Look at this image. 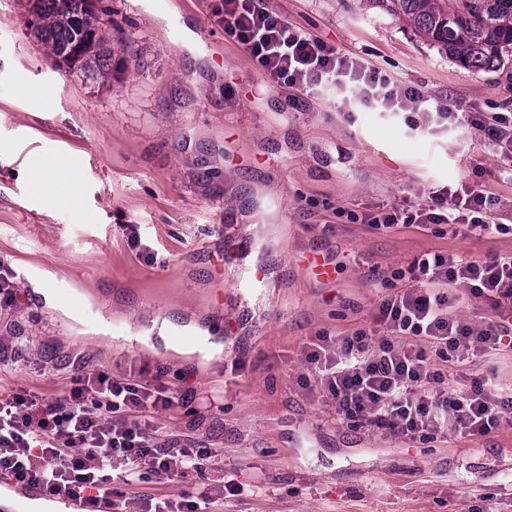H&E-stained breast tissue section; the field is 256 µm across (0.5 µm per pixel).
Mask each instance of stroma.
I'll return each mask as SVG.
<instances>
[{"label": "stroma", "mask_w": 512, "mask_h": 512, "mask_svg": "<svg viewBox=\"0 0 512 512\" xmlns=\"http://www.w3.org/2000/svg\"><path fill=\"white\" fill-rule=\"evenodd\" d=\"M103 2L113 48L126 40L137 55L93 86L54 69L26 28L27 0H0V270L19 296L0 345L25 347L23 361L0 362V397L65 394L78 359L145 380L165 368L184 402L155 425L211 456L200 475L137 470L122 486L133 501L190 491L207 512H474L492 495L512 512L511 426L410 442L347 426L300 386L309 338L369 325L394 271L428 253L512 255V235L375 230L337 210L410 209L462 182L498 198L497 223L512 224V165L461 113L412 131L348 93L269 85L225 39L214 0ZM265 3L426 96L512 112L511 52L491 70L464 67L377 0ZM35 158L62 172L55 191L28 176ZM128 224L156 262L129 245ZM218 247L231 272L263 267L268 292L239 305ZM309 250L335 263V281L309 277L297 261ZM454 368L512 387V347Z\"/></svg>", "instance_id": "1"}]
</instances>
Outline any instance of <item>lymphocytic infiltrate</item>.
Returning <instances> with one entry per match:
<instances>
[{"label":"lymphocytic infiltrate","instance_id":"1","mask_svg":"<svg viewBox=\"0 0 512 512\" xmlns=\"http://www.w3.org/2000/svg\"><path fill=\"white\" fill-rule=\"evenodd\" d=\"M212 14L225 38L241 45L270 83L308 94L328 88L352 92L392 115L410 109L440 121L460 110L430 102L419 90L393 83L362 59L288 24L265 0H217ZM463 110L470 128L512 164V113ZM498 204L481 189L444 186L415 209L383 207L350 219L377 230L444 224L457 235L477 228L512 235V224L489 223ZM408 274L424 279L425 287L385 296L374 328L345 336L321 332L309 339L304 355L315 377L303 379V388L334 406L340 420L401 439L422 441L448 430L482 437L502 423L512 424L511 389L495 388L483 375L461 388L451 371L455 360L490 354L512 336V256L469 261L434 253L415 260ZM451 288L488 301L494 319L475 325L449 314ZM416 337L431 343L432 351L413 346ZM165 377L160 368L145 382L78 362L65 395L49 398L20 389L0 397V474L25 491L109 496L113 512H203L188 493L133 506L112 484L116 472L140 465L160 481L206 468L207 449H171L150 417L174 404Z\"/></svg>","mask_w":512,"mask_h":512}]
</instances>
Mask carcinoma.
I'll list each match as a JSON object with an SVG mask.
<instances>
[{"instance_id":"1","label":"carcinoma","mask_w":512,"mask_h":512,"mask_svg":"<svg viewBox=\"0 0 512 512\" xmlns=\"http://www.w3.org/2000/svg\"><path fill=\"white\" fill-rule=\"evenodd\" d=\"M402 16L426 41L460 64L490 70L512 51V0H375ZM26 26L46 44L60 68L95 83L124 69L114 58L103 17L112 9L87 0H29Z\"/></svg>"}]
</instances>
